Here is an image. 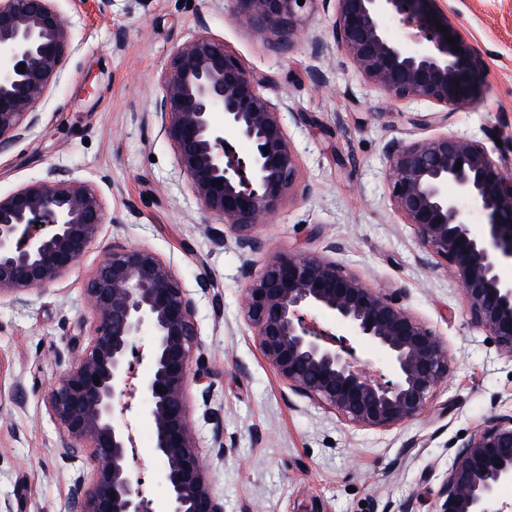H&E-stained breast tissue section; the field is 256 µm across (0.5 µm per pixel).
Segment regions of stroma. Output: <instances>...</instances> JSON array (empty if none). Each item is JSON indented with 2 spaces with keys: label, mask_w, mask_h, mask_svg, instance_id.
<instances>
[{
  "label": "stroma",
  "mask_w": 512,
  "mask_h": 512,
  "mask_svg": "<svg viewBox=\"0 0 512 512\" xmlns=\"http://www.w3.org/2000/svg\"><path fill=\"white\" fill-rule=\"evenodd\" d=\"M485 52L482 101L451 114V131L481 141L512 170V0H441ZM75 49L39 103L40 122L0 152V194L57 170L96 186L107 219L60 281L0 298V500L13 512H67L72 466L46 395L79 355L91 313L85 284L113 242L163 257L196 298L201 347L189 409L224 512H431L460 434L512 413V355L488 344L446 269L428 265L389 201L383 148L420 137L403 104L364 89L333 38V5L317 0L290 48L234 23L226 0H57ZM253 67L263 93L288 107L299 192L255 228L263 265L278 252L324 253L393 294L448 347V378L428 412L385 431L346 422L288 390L262 359L243 313L245 283L224 225L188 193L155 103L172 50L200 32ZM327 46L313 61L309 40ZM327 77L319 83L311 72ZM232 439L219 455L216 433Z\"/></svg>",
  "instance_id": "1"
}]
</instances>
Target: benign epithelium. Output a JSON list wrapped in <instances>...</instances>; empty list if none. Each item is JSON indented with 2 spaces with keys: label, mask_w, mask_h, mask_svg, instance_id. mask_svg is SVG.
<instances>
[{
  "label": "benign epithelium",
  "mask_w": 512,
  "mask_h": 512,
  "mask_svg": "<svg viewBox=\"0 0 512 512\" xmlns=\"http://www.w3.org/2000/svg\"><path fill=\"white\" fill-rule=\"evenodd\" d=\"M314 2L231 0V17L263 41L287 39ZM394 17L414 30L417 48L391 36ZM333 36L367 86L393 101L439 108L415 115V126L441 125L448 112L480 101L483 52L457 35L454 15L438 0H335ZM2 49L0 152L37 125L36 108L72 53L73 35L55 0H0ZM160 82L156 117L189 192L224 223L240 254L244 317L265 362L293 393L325 402L357 427L387 430L421 417L448 378V349L433 329L327 255L282 252L254 265L253 230L297 187L299 158L282 107L206 31L172 51ZM217 112L224 113L221 125ZM239 143L247 146L243 154ZM384 156L394 212L434 266L450 269L473 322L512 355V279L501 274L512 264V174L481 142L451 131L393 139ZM473 212L487 222L471 223ZM105 220L99 190L53 170L0 195V297L18 300L59 281L92 248ZM84 292L86 344L47 396L64 454H85V466L71 475L68 512H154L125 419L136 394L163 465L167 512H224L189 420L200 348L192 293L156 252L121 242L112 243ZM312 313L347 325L351 338L332 335ZM352 338L384 354L386 372L362 367ZM143 363L145 373L138 371ZM509 483L512 415L492 416L457 447L433 512H506L497 493Z\"/></svg>",
  "instance_id": "obj_1"
}]
</instances>
